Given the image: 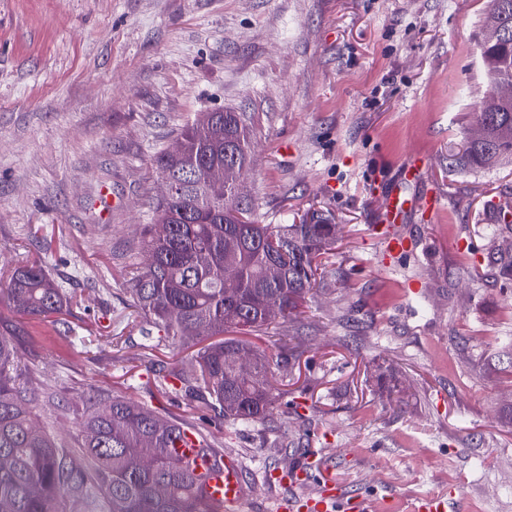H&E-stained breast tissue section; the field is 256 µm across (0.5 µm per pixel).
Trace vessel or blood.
I'll return each mask as SVG.
<instances>
[{
  "mask_svg": "<svg viewBox=\"0 0 512 512\" xmlns=\"http://www.w3.org/2000/svg\"><path fill=\"white\" fill-rule=\"evenodd\" d=\"M174 453L188 462L205 498L224 512H243L248 498L242 469L233 456L215 459L204 448L202 436L192 429L183 430L177 438ZM311 512H370L369 501L341 499L334 487H326L319 498L308 500Z\"/></svg>",
  "mask_w": 512,
  "mask_h": 512,
  "instance_id": "1",
  "label": "vessel or blood"
}]
</instances>
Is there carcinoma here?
<instances>
[{
	"label": "carcinoma",
	"instance_id": "obj_1",
	"mask_svg": "<svg viewBox=\"0 0 512 512\" xmlns=\"http://www.w3.org/2000/svg\"><path fill=\"white\" fill-rule=\"evenodd\" d=\"M503 38L483 47L487 81H512V0H490ZM473 121L485 139L466 141L448 167L486 169L512 161V101L480 104ZM181 152L159 153L157 177L171 186L124 257L126 305L145 320L149 347L206 342L190 372L158 371L162 395L179 393L191 410L232 425L271 420L282 392L267 355L226 333L260 335L287 320L312 294L336 243L332 217L312 212L299 224H256L249 210L224 208L235 174L246 170L251 141L243 114L204 112L180 131ZM231 154L237 173L226 170ZM21 316L60 314L70 300L38 260L16 267L0 304ZM0 318V512H216L171 448L185 422L110 394L86 400L72 442L59 440L36 405L54 385L27 372ZM252 353L253 372L235 361Z\"/></svg>",
	"mask_w": 512,
	"mask_h": 512
}]
</instances>
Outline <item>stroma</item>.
I'll return each mask as SVG.
<instances>
[{
  "label": "stroma",
  "mask_w": 512,
  "mask_h": 512,
  "mask_svg": "<svg viewBox=\"0 0 512 512\" xmlns=\"http://www.w3.org/2000/svg\"><path fill=\"white\" fill-rule=\"evenodd\" d=\"M489 0H0V289L42 259L73 297L17 327L56 387L69 436L95 391L203 430L242 467L246 512L326 480L376 512H512V276L489 253L486 205L512 165L449 170L489 85ZM245 113L243 205L260 224L332 215L324 277L257 339L283 378L271 425H230L157 392L190 347L143 348L124 302L128 243L162 194L153 157L199 112ZM443 197L432 217L377 230L390 189ZM306 339L283 364L286 340ZM400 389L392 398L381 379Z\"/></svg>",
  "instance_id": "1"
}]
</instances>
